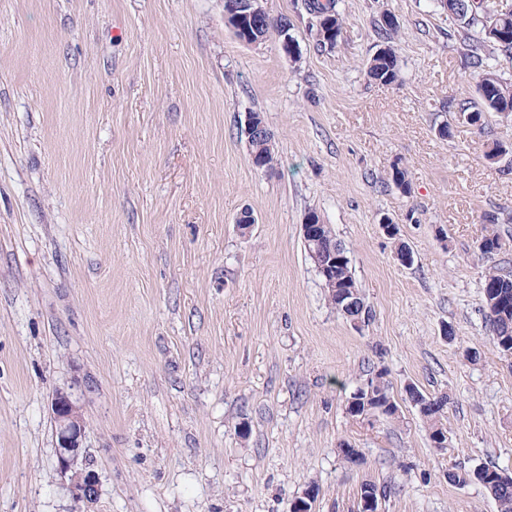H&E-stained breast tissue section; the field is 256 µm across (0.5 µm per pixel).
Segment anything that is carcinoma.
Here are the masks:
<instances>
[{
	"mask_svg": "<svg viewBox=\"0 0 512 512\" xmlns=\"http://www.w3.org/2000/svg\"><path fill=\"white\" fill-rule=\"evenodd\" d=\"M434 6L445 9L457 21V35L466 47V60L470 68L479 76L477 98L472 101H461L457 111L472 116L470 126L482 131L487 116L491 114L502 117L512 116V81L503 77L497 68L499 56H512V35L496 38L487 34L484 25V13L491 10L487 0H431ZM304 8L308 14L319 21L317 26L318 41L333 46L342 34L344 18L339 11V0H305ZM240 41L247 40L257 43L274 33H282L284 24L274 21L261 30L253 29L252 21L243 15L224 18ZM379 36L383 40L376 52L367 63L368 78L382 85L397 81L399 61L393 48V40L398 36L399 23L392 14L383 15L378 25ZM251 156L255 164L263 170L273 166L271 136H256L249 141ZM307 218L318 222L317 242L305 245L307 253L315 249L323 251H345V248L334 236L331 227L320 223L319 215L310 211ZM485 234L479 242L481 256L489 260L500 249V235L496 228L495 218L486 219ZM350 296L360 293L353 276L350 263L336 266V290H327L330 304L339 302L340 294ZM483 311L486 325L492 336V344L496 351L504 356H512V274L490 265L485 269L483 285ZM373 387V398L389 400L393 398L390 384L384 372H377L369 377ZM440 403L437 410L423 415L427 422L428 436H433L441 426V418L448 404V396L442 394L435 397ZM499 469L491 464L480 468L459 469L448 473V481L460 484H478L492 497L498 506V512H512V480H503L498 476Z\"/></svg>",
	"mask_w": 512,
	"mask_h": 512,
	"instance_id": "obj_1",
	"label": "carcinoma"
}]
</instances>
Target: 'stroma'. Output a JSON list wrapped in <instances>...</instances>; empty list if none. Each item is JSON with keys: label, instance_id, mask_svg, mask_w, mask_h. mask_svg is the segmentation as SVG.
Instances as JSON below:
<instances>
[{"label": "stroma", "instance_id": "1", "mask_svg": "<svg viewBox=\"0 0 512 512\" xmlns=\"http://www.w3.org/2000/svg\"><path fill=\"white\" fill-rule=\"evenodd\" d=\"M258 4L297 56L276 35L241 43L224 0H0V512H290L311 486L314 512H358L367 481L394 488L380 512H497L447 473H512V358L490 343L478 250L495 215L493 261L512 268V163L484 157L512 119L480 132L449 109L478 76L429 0H340L331 48L304 0ZM387 13L400 72L382 85L366 62ZM312 210L368 324L328 303ZM381 370L398 418L352 417ZM74 384L90 505L57 458L51 399ZM411 385L448 395L445 452ZM255 113H250L247 124L245 127L246 135L253 134H264V124L258 123L257 119L254 117ZM269 135H265L261 137L260 135L251 138L249 142L251 156L255 160V164L261 167V170H268L273 166V154L271 148V134L268 129H266ZM310 220H314L315 222L313 224L316 226L318 233V236L315 240H319L318 243L310 241V237H312L311 229H310V221L306 219L305 224H302V236L304 239H307L310 241L308 244L304 243L305 249L307 253L309 254V257L312 259V253L316 251L315 247L316 245L319 246L318 250L323 251H333L336 249L337 251H342L345 253L347 257V262L336 266V252L334 254L331 253V259L327 257L326 264L321 265V270L325 274V276L328 278V276L333 274V267L332 263H335V269H336V293L332 290L326 288L327 291V298L328 302L336 309V304L342 305L340 303L339 297L341 293H347L349 296L354 297L355 294H359L362 296L363 306L356 307L353 311H349L348 315H345L341 313L340 311H337V313L344 316L346 319H349L350 321H361L365 322V318H369L370 309L368 308V305L365 301L364 296L362 295L357 282L353 276L352 268L350 266V259L347 256L346 249L342 246L340 242H338L334 236V233L331 229V227L328 224H320V218L319 215L315 211H310L307 214V217ZM336 302V303H335Z\"/></svg>", "mask_w": 512, "mask_h": 512}]
</instances>
